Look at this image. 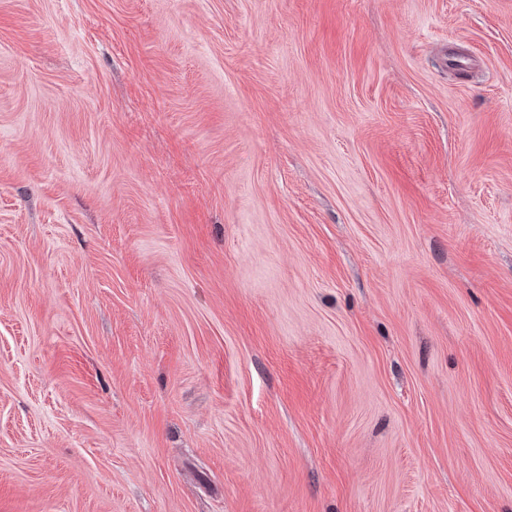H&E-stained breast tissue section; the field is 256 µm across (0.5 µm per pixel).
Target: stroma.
Segmentation results:
<instances>
[{"instance_id": "35a3bbf8", "label": "stroma", "mask_w": 512, "mask_h": 512, "mask_svg": "<svg viewBox=\"0 0 512 512\" xmlns=\"http://www.w3.org/2000/svg\"><path fill=\"white\" fill-rule=\"evenodd\" d=\"M0 512H512V0H0Z\"/></svg>"}]
</instances>
